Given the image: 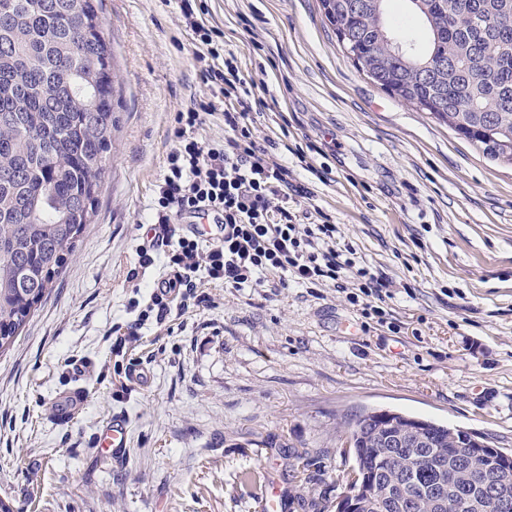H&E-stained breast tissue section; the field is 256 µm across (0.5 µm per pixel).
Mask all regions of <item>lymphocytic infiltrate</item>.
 I'll list each match as a JSON object with an SVG mask.
<instances>
[{
    "instance_id": "1",
    "label": "lymphocytic infiltrate",
    "mask_w": 512,
    "mask_h": 512,
    "mask_svg": "<svg viewBox=\"0 0 512 512\" xmlns=\"http://www.w3.org/2000/svg\"><path fill=\"white\" fill-rule=\"evenodd\" d=\"M200 78L211 88L212 99L175 116L177 145L167 156L155 217L168 226L182 214L204 213L215 216L224 233L208 242L196 235L171 241V276L151 296L157 320L171 312L169 293L194 299L206 282L235 290L263 288L273 276L282 288L293 283L342 289L364 315L382 314V279L357 266L349 250L338 246L339 227L328 215L300 209L301 200L310 196L308 187L260 143L256 122L268 104L254 84L229 59L223 66L202 68ZM226 94L235 96L238 106L224 112V139L198 140L195 130Z\"/></svg>"
}]
</instances>
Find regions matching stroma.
<instances>
[{
	"instance_id": "obj_1",
	"label": "stroma",
	"mask_w": 512,
	"mask_h": 512,
	"mask_svg": "<svg viewBox=\"0 0 512 512\" xmlns=\"http://www.w3.org/2000/svg\"><path fill=\"white\" fill-rule=\"evenodd\" d=\"M269 108L260 137L331 215L340 246L383 278L384 323L335 288L227 289L172 309L152 228L175 115L209 101L179 0H102L118 123L94 224L0 353V500L13 512H335L350 423L386 409L466 428L512 452V167L367 79L320 0H197ZM141 340L117 347L127 322ZM85 400L59 418L76 382ZM144 367L147 385L130 382ZM129 423L119 461L96 433Z\"/></svg>"
}]
</instances>
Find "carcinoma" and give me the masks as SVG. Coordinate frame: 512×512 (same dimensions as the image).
Wrapping results in <instances>:
<instances>
[{
  "label": "carcinoma",
  "mask_w": 512,
  "mask_h": 512,
  "mask_svg": "<svg viewBox=\"0 0 512 512\" xmlns=\"http://www.w3.org/2000/svg\"><path fill=\"white\" fill-rule=\"evenodd\" d=\"M391 0H321L339 45L357 68L475 145L512 165V0H403L428 33L427 46L399 54L407 39L391 23ZM102 0H0V351L53 288L96 213L112 148V101L90 100L113 68ZM27 88L29 92L21 93ZM349 426L353 470L379 483L369 512L418 498L413 512H465L463 498L493 482L512 496V471L492 456L467 460L448 426L390 410ZM418 424L426 447L376 448L381 425ZM448 481V505L422 492Z\"/></svg>",
  "instance_id": "obj_1"
}]
</instances>
